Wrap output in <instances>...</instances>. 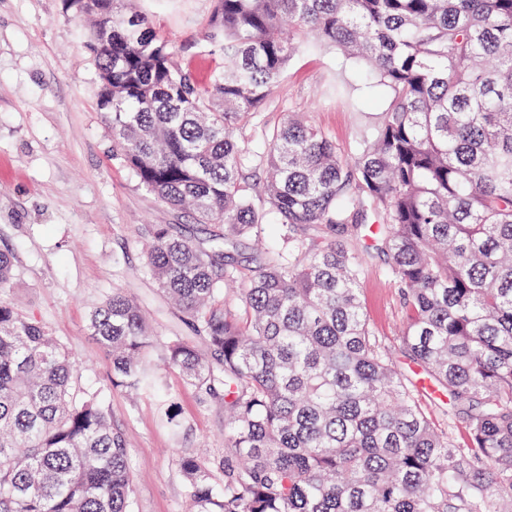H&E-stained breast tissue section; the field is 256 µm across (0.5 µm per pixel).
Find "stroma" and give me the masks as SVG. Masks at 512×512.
I'll return each mask as SVG.
<instances>
[{
	"label": "stroma",
	"mask_w": 512,
	"mask_h": 512,
	"mask_svg": "<svg viewBox=\"0 0 512 512\" xmlns=\"http://www.w3.org/2000/svg\"><path fill=\"white\" fill-rule=\"evenodd\" d=\"M157 30L189 55H205L213 0H138ZM80 24L62 0H0V247L12 249L11 301L34 314L79 361L83 387L97 391L129 447L135 512H185L180 448L224 451V405L202 401L177 371L167 373L185 425L173 442L150 396L113 388L103 349L91 338L93 304L121 288L144 307L155 331L177 329L175 310L141 271L136 230L192 222L143 189L112 152V133L97 104L95 69ZM338 50L300 49L244 131L260 147L288 113L302 112L345 157L380 121L352 84ZM370 323L382 342L401 346L403 300L386 257L370 250L360 283Z\"/></svg>",
	"instance_id": "obj_1"
}]
</instances>
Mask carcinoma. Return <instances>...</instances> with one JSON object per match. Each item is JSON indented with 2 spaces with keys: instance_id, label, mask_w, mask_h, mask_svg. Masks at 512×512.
<instances>
[{
  "instance_id": "obj_1",
  "label": "carcinoma",
  "mask_w": 512,
  "mask_h": 512,
  "mask_svg": "<svg viewBox=\"0 0 512 512\" xmlns=\"http://www.w3.org/2000/svg\"><path fill=\"white\" fill-rule=\"evenodd\" d=\"M122 0H63L116 155L199 226L147 224L144 267L186 334L160 337L121 288L88 330L112 386L153 397L157 359L224 401V455L178 454L189 512H512V0H214L204 81ZM358 67L381 121L346 162L291 113L262 150L243 129L296 53ZM378 221L405 306L401 356L375 336L359 282ZM272 230L282 247L239 261ZM0 250V512H134L123 434L80 367L7 299ZM448 394L457 441L400 358Z\"/></svg>"
}]
</instances>
